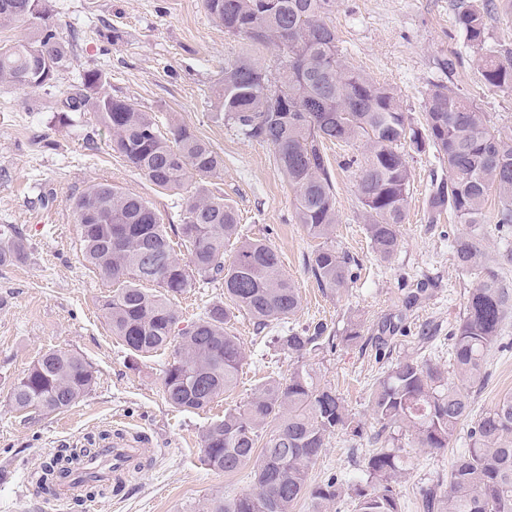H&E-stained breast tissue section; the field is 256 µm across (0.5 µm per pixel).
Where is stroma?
I'll use <instances>...</instances> for the list:
<instances>
[{
  "label": "stroma",
  "instance_id": "1",
  "mask_svg": "<svg viewBox=\"0 0 512 512\" xmlns=\"http://www.w3.org/2000/svg\"><path fill=\"white\" fill-rule=\"evenodd\" d=\"M456 0H336L330 16L346 60L373 81L393 87L407 115L420 120L431 84L444 82L512 132V90L486 89L469 60L452 73L439 64L461 51L454 28ZM57 31L71 54L52 86L32 92L0 86V224L23 229L34 249L22 263L0 266V512H199L216 495L248 492L247 474L227 476L203 462L202 434L244 405L270 374H287L291 361L256 335L237 314L232 329L247 362L237 387L200 412L165 400L161 377L170 351L132 359L113 336L98 302L112 286L79 259L77 226L68 207L89 180L108 182L149 200L163 223L176 224L183 196L162 193L109 152L108 132L92 113H65L63 103L87 70L101 71L103 92L156 113L161 133L186 126L223 158L206 178L220 187L244 232L265 240L295 282L300 307L284 328L316 323L343 329L355 322L361 338L313 357L323 383L336 388L363 427L362 437L333 435L309 475L310 484L356 476L373 451L377 425L368 407L373 384L398 360L411 357L447 368L451 334L478 272H463L452 242L465 232L457 219L430 222L427 199L447 171L436 153L408 164L412 187L392 262L371 248L355 198L356 147L328 145L326 154L341 222L335 244L352 260L354 278L337 293L323 292L305 265L318 245L294 218L293 193L280 174L274 148L240 136L224 119L218 90L224 68L247 49L226 35L205 0H49ZM68 121H61V114ZM99 148L89 151L87 140ZM64 348L94 368L96 383L72 407L50 416L15 410L9 397L17 378L46 350ZM484 384L471 395L476 417L512 395V316L486 362ZM470 420L449 447L403 448L404 473L395 487L404 512H420L419 490L447 476L468 443ZM126 427L146 432L152 453L125 493L82 494L60 503L34 492L32 479L62 448L87 447L99 432Z\"/></svg>",
  "mask_w": 512,
  "mask_h": 512
}]
</instances>
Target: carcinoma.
<instances>
[{
	"mask_svg": "<svg viewBox=\"0 0 512 512\" xmlns=\"http://www.w3.org/2000/svg\"><path fill=\"white\" fill-rule=\"evenodd\" d=\"M212 18L233 37L277 49L279 66L270 72L247 56L224 69L218 99L224 119L240 135L273 146L278 170L294 194L295 217L321 243L306 265L323 290L332 294L351 281V259L332 238L340 222L324 143L361 149L353 160L355 196L376 256L392 261L400 246L411 190L406 155L432 151L448 168V180L432 190L429 218L452 212L469 231L454 239L458 268L481 269L488 257L479 246L490 191L498 193L494 213L501 232L512 229V134L487 118L473 101L443 82L432 84L424 124L414 125L394 88L374 82L346 61L329 16L336 0H206ZM496 10L512 18V0L462 2L453 24L472 49L471 63L489 90L512 89V48L488 42L487 18ZM0 27L21 29V37L0 45V84L21 91L42 89L68 61L69 44L58 37L47 0H0ZM102 73L81 75L80 89L67 99L73 112L88 111L110 133L107 146L146 181L164 191L187 188L196 177L215 176L223 159L186 127L171 124L163 137L155 116L127 100L101 92ZM283 98L272 106L270 94ZM80 232L83 264L116 285L99 302L130 355L148 357L174 347L161 380L174 408L203 411L232 391L246 362L245 348L230 329L224 302L179 328L173 300L194 288L221 281L224 297L263 332L295 315L299 295L277 250L243 236L237 214L224 196L199 186L187 197L181 223L162 224L143 197L107 182L92 181L68 201ZM236 241L231 259L224 245ZM187 257H178L174 246ZM22 231L0 226V265L26 258ZM512 308V291L489 272L470 290L453 333L449 365L455 380L427 362L405 358L374 385L369 406L379 425L380 449L361 473L310 487L309 472L338 430L363 434L353 424L344 399L320 381L305 358L361 338L358 328L329 331L318 323L289 330L270 343L293 359L286 377L269 376L242 407L203 433V461L211 470L233 475L250 470L252 489L216 496L202 512H294L304 497L311 512H327L350 496L356 512H401L393 484L401 478L398 433L417 448L448 447L458 425L470 415V389L482 383L486 358L501 339ZM95 384V370L66 349L43 353L10 393L19 411L61 412ZM92 448L54 456L35 481L38 494H51L57 478L82 469ZM424 512H512V396L472 422L468 448L456 461L448 483L421 490Z\"/></svg>",
	"mask_w": 512,
	"mask_h": 512,
	"instance_id": "obj_1",
	"label": "carcinoma"
}]
</instances>
